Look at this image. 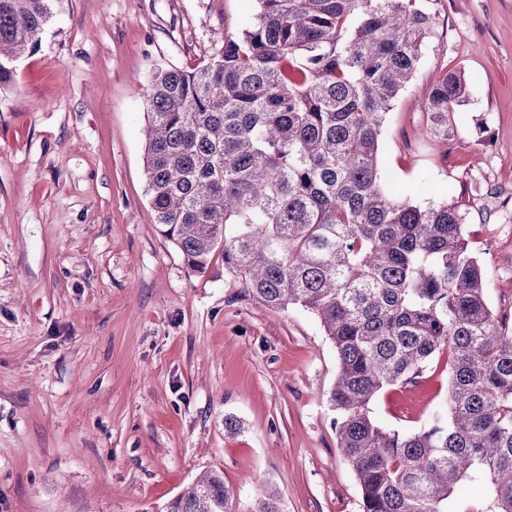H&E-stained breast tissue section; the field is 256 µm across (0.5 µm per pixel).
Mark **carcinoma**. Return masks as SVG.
<instances>
[{
	"instance_id": "carcinoma-1",
	"label": "carcinoma",
	"mask_w": 512,
	"mask_h": 512,
	"mask_svg": "<svg viewBox=\"0 0 512 512\" xmlns=\"http://www.w3.org/2000/svg\"><path fill=\"white\" fill-rule=\"evenodd\" d=\"M63 0H0V86ZM429 0H257L254 20L191 71L153 74L144 173L156 224L193 273L215 256L263 305H299L336 348L329 393L363 512H448L487 477L512 512V326L487 303L485 263L456 204L382 187L380 146L399 93L435 35ZM469 96L445 72L422 104L448 139ZM448 352V394L424 423L388 429L370 405L418 385ZM168 512H236L218 472ZM248 512H283L269 494Z\"/></svg>"
}]
</instances>
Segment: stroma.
Instances as JSON below:
<instances>
[{
    "mask_svg": "<svg viewBox=\"0 0 512 512\" xmlns=\"http://www.w3.org/2000/svg\"><path fill=\"white\" fill-rule=\"evenodd\" d=\"M436 35L381 142L395 196L451 202L512 315V0H429ZM256 0H63L0 87V512H165L220 471L238 512H361L329 408L336 349L297 305L266 307L222 258L191 273L146 193L147 89L192 70ZM469 97L447 139L421 105L444 72ZM383 392L372 415L420 426L448 392ZM241 423L224 429L225 417Z\"/></svg>",
    "mask_w": 512,
    "mask_h": 512,
    "instance_id": "35a3bbf8",
    "label": "stroma"
}]
</instances>
